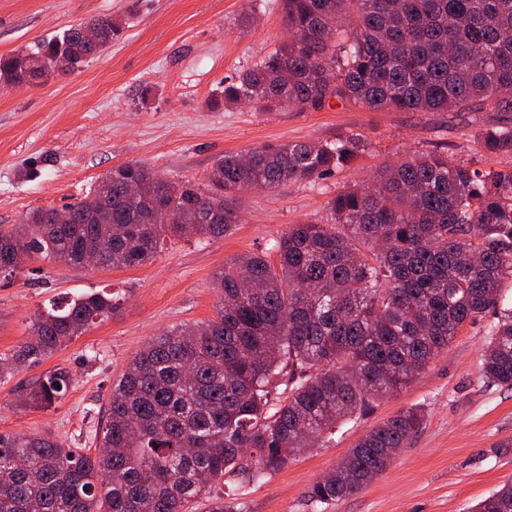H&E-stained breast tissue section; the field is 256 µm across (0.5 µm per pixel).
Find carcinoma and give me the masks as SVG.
<instances>
[{"instance_id": "1", "label": "carcinoma", "mask_w": 512, "mask_h": 512, "mask_svg": "<svg viewBox=\"0 0 512 512\" xmlns=\"http://www.w3.org/2000/svg\"><path fill=\"white\" fill-rule=\"evenodd\" d=\"M287 37L215 105L320 110L332 98L377 111L469 112L491 101L512 112V0H281ZM96 44L77 24L0 57V84L67 73L93 59L120 26L102 17ZM490 156L512 153V129L489 128ZM360 134L284 143L217 157L210 191L125 164L87 196L38 209L0 228V274L19 254L81 266L133 268L153 260L162 235L216 241L241 221V195L310 182L349 167ZM323 224H294L277 261L247 254L216 277L215 317L154 337L112 385L101 451L91 457L49 436L0 434V512H182L234 473L246 483L324 442L376 398L406 387L457 335L497 305L512 283V169H473L440 154L382 167L369 184L339 191ZM194 211L198 224L176 216ZM108 244L104 251L101 244ZM116 298L84 293L38 314L29 340L0 376L51 354L112 316ZM491 382L512 386V313L483 352ZM288 376V396L271 404ZM58 368L27 403L54 404L69 387ZM423 419L412 406L365 434L316 481L328 504L385 471ZM471 512H512V483Z\"/></svg>"}]
</instances>
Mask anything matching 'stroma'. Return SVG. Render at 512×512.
Here are the masks:
<instances>
[{
    "label": "stroma",
    "instance_id": "35a3bbf8",
    "mask_svg": "<svg viewBox=\"0 0 512 512\" xmlns=\"http://www.w3.org/2000/svg\"><path fill=\"white\" fill-rule=\"evenodd\" d=\"M103 16L121 20L123 30L94 59L64 75L0 87L2 228L80 200L121 164L204 190L212 162L229 152L351 133L367 146L353 166L319 183L245 192L242 220L221 240L169 235L153 261L134 268L34 258L0 276V357L28 339L35 315L75 295L119 299L110 319L0 377V433L48 434L92 455L113 383L153 336L213 318L215 278L226 263L269 252L290 225L324 223L337 191L367 183L388 162L437 152L481 169L512 168V154L482 151L484 129L512 128V112L489 104L469 112L371 111L337 98L310 112L215 105L225 81L279 45L280 0H0V56ZM496 321L489 312L466 323L410 385L337 425L324 446L250 483L225 476L215 493L236 488L239 512H320L308 496L312 484L367 431L419 405L424 420L389 467L322 512H471L512 482V388L488 383L482 372ZM56 368L72 375L63 397L47 408L22 405L26 387Z\"/></svg>",
    "mask_w": 512,
    "mask_h": 512
}]
</instances>
